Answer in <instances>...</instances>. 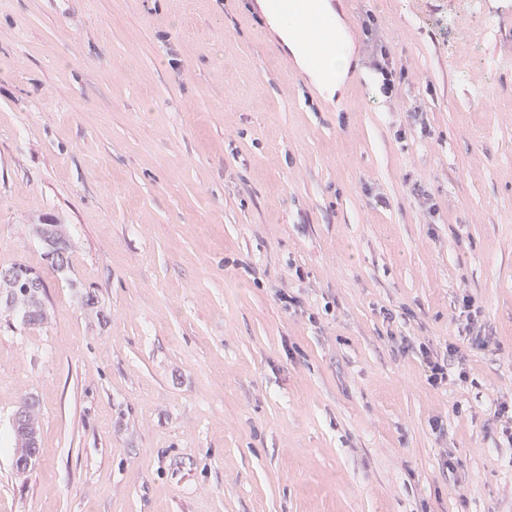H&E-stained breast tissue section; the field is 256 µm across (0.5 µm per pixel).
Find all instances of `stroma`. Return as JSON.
Instances as JSON below:
<instances>
[{
    "mask_svg": "<svg viewBox=\"0 0 512 512\" xmlns=\"http://www.w3.org/2000/svg\"><path fill=\"white\" fill-rule=\"evenodd\" d=\"M460 2L350 0L333 100L257 0H0V512H512V0ZM36 231L49 247L48 255L57 253L62 249L67 252V243L62 224H41L37 227ZM36 278L34 282L18 279H4L0 275V298L5 297L6 304L19 310L22 320L28 325H40L46 319L41 300L44 281ZM472 307L473 299L469 295H463L457 320L465 317V319H462L465 323H460L462 331L465 332V336H471V339L474 340L481 339L482 337L484 339L486 334H482V325L479 324L477 311H472ZM418 352L428 369V383L434 387H438L445 382L447 383L449 366L452 365L448 363V357L452 358L458 352V348L453 344H448L447 355L441 356L437 352L434 353L426 344H422L418 347ZM23 417L18 421L19 415L15 414L13 420L18 424L13 428L15 440V456H24L31 448L38 444L39 421L34 410V404L28 403L21 409Z\"/></svg>",
    "mask_w": 512,
    "mask_h": 512,
    "instance_id": "35a3bbf8",
    "label": "stroma"
}]
</instances>
